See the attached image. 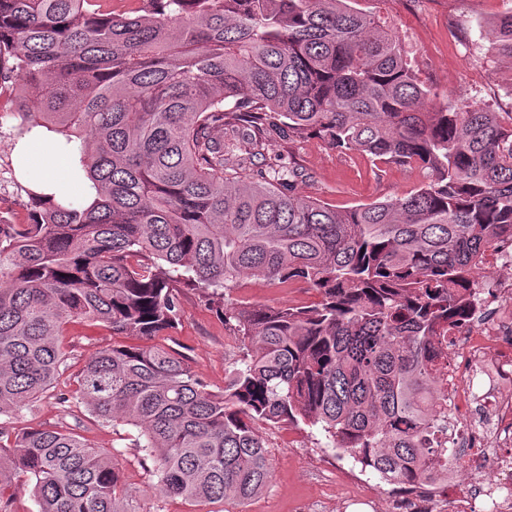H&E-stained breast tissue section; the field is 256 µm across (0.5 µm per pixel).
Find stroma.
Segmentation results:
<instances>
[{
  "label": "stroma",
  "instance_id": "obj_1",
  "mask_svg": "<svg viewBox=\"0 0 512 512\" xmlns=\"http://www.w3.org/2000/svg\"><path fill=\"white\" fill-rule=\"evenodd\" d=\"M350 5L374 14L399 34L411 69L434 92L426 108L476 102L490 105L502 117L512 116V59L495 53L487 28L490 20L512 9V0H350ZM280 150L285 163L302 173L294 185L296 194L341 210L413 192L425 181L417 170L356 150L342 152L318 137L281 144ZM178 296L181 321L156 342L187 356L209 389L223 390L225 376L242 355V343L199 291L183 286ZM231 297L275 306L310 305L320 299L304 284L285 288L253 279L243 280ZM111 342L106 328L67 324L64 373L55 388L23 410L19 424L72 428L94 447L120 450L123 480L146 512H189L181 500L159 497L156 477L132 446L135 428L96 421L82 405L64 406L58 400L60 392L74 391L73 377L90 354ZM259 431L271 463L268 486L243 504L229 505V512H391L395 486L328 447L324 433L270 423L260 424ZM368 483L374 490L366 494L362 488Z\"/></svg>",
  "mask_w": 512,
  "mask_h": 512
}]
</instances>
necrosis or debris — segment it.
Returning <instances> with one entry per match:
<instances>
[{
    "label": "necrosis or debris",
    "mask_w": 512,
    "mask_h": 512,
    "mask_svg": "<svg viewBox=\"0 0 512 512\" xmlns=\"http://www.w3.org/2000/svg\"><path fill=\"white\" fill-rule=\"evenodd\" d=\"M454 357L437 373L448 445L467 474L455 512H512V284L478 298L469 320L448 328ZM488 396L474 403L477 378Z\"/></svg>",
    "instance_id": "4bbe7bcc"
}]
</instances>
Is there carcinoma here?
Returning <instances> with one entry per match:
<instances>
[{
    "label": "carcinoma",
    "instance_id": "obj_1",
    "mask_svg": "<svg viewBox=\"0 0 512 512\" xmlns=\"http://www.w3.org/2000/svg\"><path fill=\"white\" fill-rule=\"evenodd\" d=\"M0 0V54L19 88L0 113L79 157L94 194L23 185L26 224L0 223V416L62 374L60 336L84 320L152 340L176 328V286L200 290L245 352L222 392L161 345L114 343L74 377L99 421L138 431L158 491L190 505L267 485L257 423L319 427L390 485L448 480L433 367L444 325L473 310L480 260L512 239V127L479 104L421 108L431 88L399 35L346 0ZM512 58V10L492 21ZM318 136L417 168L414 193L347 210L301 197L279 140ZM321 295L233 303L245 279ZM32 486L39 512H144L113 456L62 427L0 423V496Z\"/></svg>",
    "mask_w": 512,
    "mask_h": 512
}]
</instances>
